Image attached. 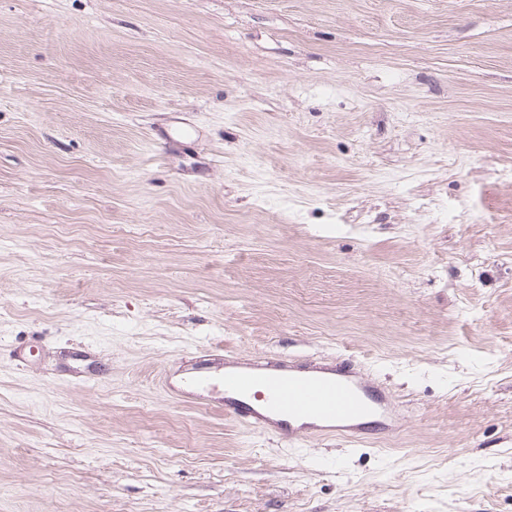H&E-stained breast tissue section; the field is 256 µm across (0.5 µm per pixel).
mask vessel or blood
Masks as SVG:
<instances>
[{"label":"vessel or blood","mask_w":512,"mask_h":512,"mask_svg":"<svg viewBox=\"0 0 512 512\" xmlns=\"http://www.w3.org/2000/svg\"><path fill=\"white\" fill-rule=\"evenodd\" d=\"M185 401L224 409L235 420L255 428H270L278 418L319 420L344 425L387 407L384 396L372 394L345 369L309 368L291 372L282 364L261 357L221 369L199 366L187 371L177 390Z\"/></svg>","instance_id":"1"}]
</instances>
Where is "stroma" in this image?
<instances>
[{"label": "stroma", "mask_w": 512, "mask_h": 512, "mask_svg": "<svg viewBox=\"0 0 512 512\" xmlns=\"http://www.w3.org/2000/svg\"><path fill=\"white\" fill-rule=\"evenodd\" d=\"M212 348L389 414L178 403ZM0 512H512V0H0Z\"/></svg>", "instance_id": "obj_1"}]
</instances>
